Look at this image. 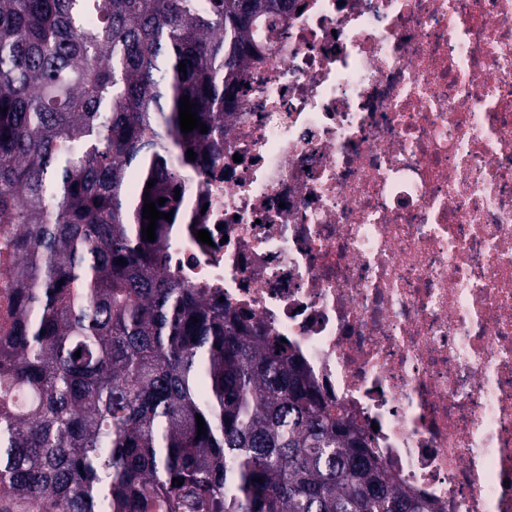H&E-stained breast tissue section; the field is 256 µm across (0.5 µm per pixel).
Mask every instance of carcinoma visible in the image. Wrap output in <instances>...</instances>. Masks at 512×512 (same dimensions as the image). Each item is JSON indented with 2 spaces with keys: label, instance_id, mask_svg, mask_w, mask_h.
Here are the masks:
<instances>
[{
  "label": "carcinoma",
  "instance_id": "1",
  "mask_svg": "<svg viewBox=\"0 0 512 512\" xmlns=\"http://www.w3.org/2000/svg\"><path fill=\"white\" fill-rule=\"evenodd\" d=\"M297 2L0 0V224L17 254L0 512H433L291 346L156 274L142 236L145 202L179 209L175 158L199 164L223 136L256 33ZM184 96L207 133L181 131Z\"/></svg>",
  "mask_w": 512,
  "mask_h": 512
}]
</instances>
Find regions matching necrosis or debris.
<instances>
[{
	"instance_id": "necrosis-or-debris-1",
	"label": "necrosis or debris",
	"mask_w": 512,
	"mask_h": 512,
	"mask_svg": "<svg viewBox=\"0 0 512 512\" xmlns=\"http://www.w3.org/2000/svg\"><path fill=\"white\" fill-rule=\"evenodd\" d=\"M257 44L160 273L286 339L402 489L512 512V0H304Z\"/></svg>"
}]
</instances>
